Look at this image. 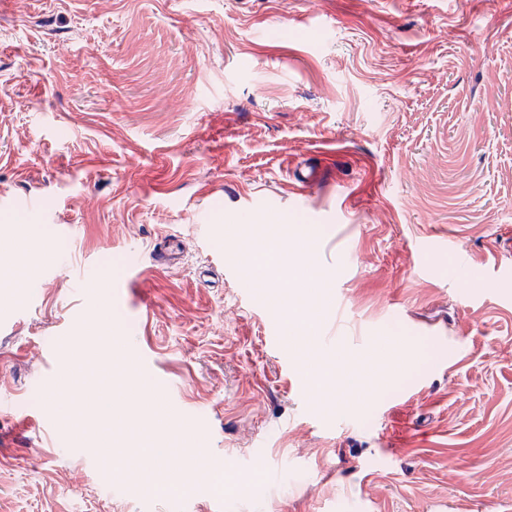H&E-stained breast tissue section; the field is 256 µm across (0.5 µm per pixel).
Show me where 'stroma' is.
Returning a JSON list of instances; mask_svg holds the SVG:
<instances>
[{
	"mask_svg": "<svg viewBox=\"0 0 512 512\" xmlns=\"http://www.w3.org/2000/svg\"><path fill=\"white\" fill-rule=\"evenodd\" d=\"M296 160L333 177L300 195ZM247 220L327 363L374 386L316 385L317 361L270 345L283 311L249 281L251 243L224 244ZM20 222L49 251L31 289L0 279V512H512L500 0H0V225ZM283 227L314 283L293 287ZM168 234L180 259L150 266ZM89 267L109 287L79 289ZM103 311L210 479L145 493L50 415L65 342ZM382 338L421 352L386 383Z\"/></svg>",
	"mask_w": 512,
	"mask_h": 512,
	"instance_id": "stroma-1",
	"label": "stroma"
}]
</instances>
